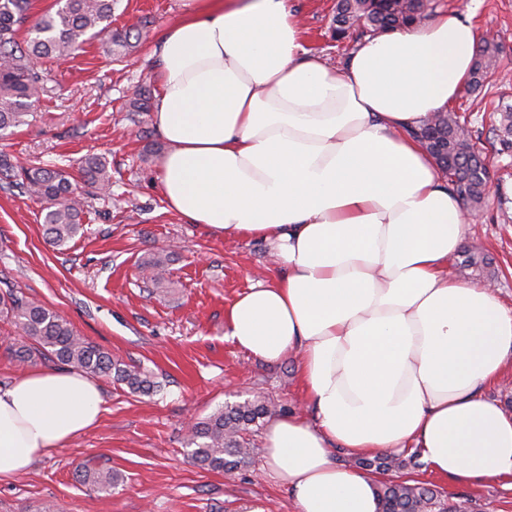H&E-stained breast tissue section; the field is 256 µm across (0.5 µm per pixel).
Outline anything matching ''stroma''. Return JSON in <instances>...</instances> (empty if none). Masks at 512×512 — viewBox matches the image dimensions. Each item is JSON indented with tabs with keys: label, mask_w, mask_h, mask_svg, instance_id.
<instances>
[{
	"label": "stroma",
	"mask_w": 512,
	"mask_h": 512,
	"mask_svg": "<svg viewBox=\"0 0 512 512\" xmlns=\"http://www.w3.org/2000/svg\"><path fill=\"white\" fill-rule=\"evenodd\" d=\"M436 2L448 14L470 16L499 47L492 89L463 92L454 108L467 117L495 172V189L465 241L485 248L494 286L512 307V152H500L494 131L499 101L512 103V0ZM334 3L288 0L312 54L341 64L356 43L336 38ZM190 5L117 0L112 26L141 28L140 46L113 61L94 40L66 61L45 64L46 93L29 124L0 134V153L66 171L85 205L83 233L56 247L45 239L39 203L0 181V294L11 291L61 313L78 334L115 361L148 372L156 384L140 394L99 378V423L1 482L0 512H42L47 505L53 512H295L265 464L262 431L251 436V460L232 476L203 468L188 454L191 427L224 405L266 396L290 412L309 410L296 356L269 365L224 335L226 308L276 274L268 245L213 235L169 210L159 181L168 147L153 113L129 107L136 90L154 89L148 56ZM92 156L109 163L108 191L81 177ZM169 250L174 260L163 284L143 278L140 258ZM24 340L15 323L0 319V388L22 370L52 368L42 358L18 367L9 349ZM79 464L112 470L119 482L112 491H93L77 480ZM406 471L448 504L464 496L471 512H512V488L501 481L472 488L422 466Z\"/></svg>",
	"instance_id": "1"
}]
</instances>
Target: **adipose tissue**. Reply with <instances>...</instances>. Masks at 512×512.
<instances>
[{
  "label": "adipose tissue",
  "mask_w": 512,
  "mask_h": 512,
  "mask_svg": "<svg viewBox=\"0 0 512 512\" xmlns=\"http://www.w3.org/2000/svg\"><path fill=\"white\" fill-rule=\"evenodd\" d=\"M478 41L471 18L437 11L330 65L288 0H193L155 45L167 204L267 241L285 271L240 294L224 328L264 362L299 358L314 416L263 435L296 512H380L375 480L340 451L413 446L453 483H512V416L486 395L512 368V308L449 277L463 201L408 135L461 96ZM101 404L80 371L0 388V482L94 426Z\"/></svg>",
  "instance_id": "obj_1"
}]
</instances>
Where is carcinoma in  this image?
<instances>
[{
    "label": "carcinoma",
    "mask_w": 512,
    "mask_h": 512,
    "mask_svg": "<svg viewBox=\"0 0 512 512\" xmlns=\"http://www.w3.org/2000/svg\"><path fill=\"white\" fill-rule=\"evenodd\" d=\"M116 0H57V9L47 10L30 20V0H0V131L26 123L40 95L43 78L31 61L58 62L66 59L89 40H99L106 52L119 57L133 46L132 29H112ZM432 0H336L332 25L336 37L343 39L374 36L426 19L435 12ZM32 22L30 37L18 40V30ZM498 46L485 43L476 52L469 87L473 91L489 83L491 67ZM410 134L421 139L431 154H440L446 163L439 166L464 206L482 210L485 194L478 171L487 161L483 151L472 142L468 122L459 113L448 110L423 122ZM501 150H512V104H501L499 126ZM0 172L12 179V185L41 203L46 236L57 246L67 243L83 231V211L73 197L69 174L38 166H16L0 158ZM85 182L105 189L111 184L109 163L103 157H91L82 169ZM172 256L150 252L139 264L150 279L163 278ZM0 317L18 324L31 345L12 349L15 360L26 363L34 354L92 376L113 377L134 392L148 393L154 382L146 374L112 361L99 346L75 334L70 323L59 313L12 292L0 295ZM277 413L262 399L225 405L199 423L192 431L190 455L201 465L232 474L247 464L253 453L247 435L260 422ZM355 465L378 474L402 469L404 461L395 454H381L355 460ZM82 482L98 490H110L119 481L110 469H79ZM381 512H465L467 505L451 507L438 498L436 490L420 481L389 480L378 485Z\"/></svg>",
    "instance_id": "cac0c4a2"
}]
</instances>
